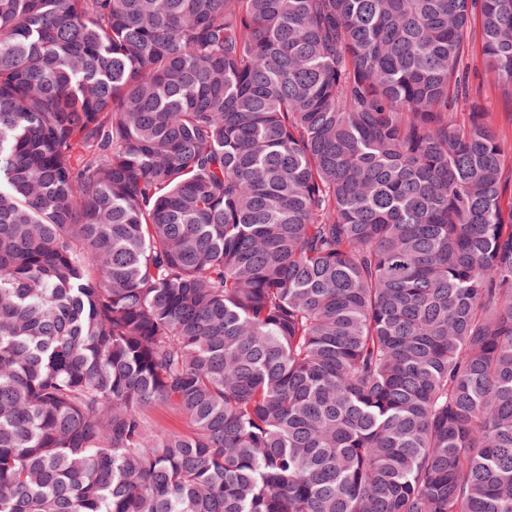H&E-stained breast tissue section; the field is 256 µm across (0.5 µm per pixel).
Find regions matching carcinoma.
<instances>
[{"instance_id":"cac0c4a2","label":"carcinoma","mask_w":512,"mask_h":512,"mask_svg":"<svg viewBox=\"0 0 512 512\" xmlns=\"http://www.w3.org/2000/svg\"><path fill=\"white\" fill-rule=\"evenodd\" d=\"M474 15L512 96V0H0V512H512Z\"/></svg>"}]
</instances>
